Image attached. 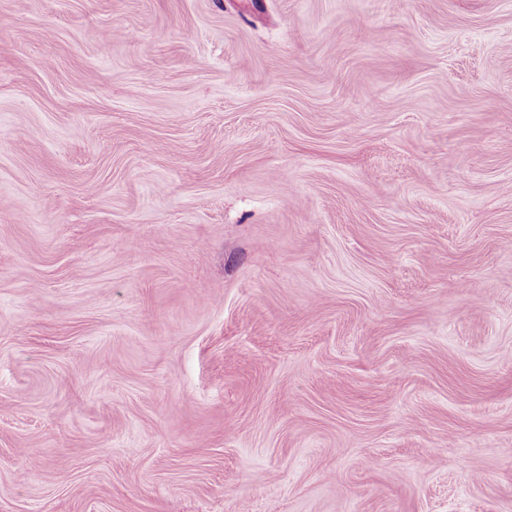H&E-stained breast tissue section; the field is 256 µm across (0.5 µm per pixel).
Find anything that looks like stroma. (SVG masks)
Masks as SVG:
<instances>
[{
	"label": "stroma",
	"mask_w": 512,
	"mask_h": 512,
	"mask_svg": "<svg viewBox=\"0 0 512 512\" xmlns=\"http://www.w3.org/2000/svg\"><path fill=\"white\" fill-rule=\"evenodd\" d=\"M243 506L512 512V0H0V512Z\"/></svg>",
	"instance_id": "stroma-1"
}]
</instances>
